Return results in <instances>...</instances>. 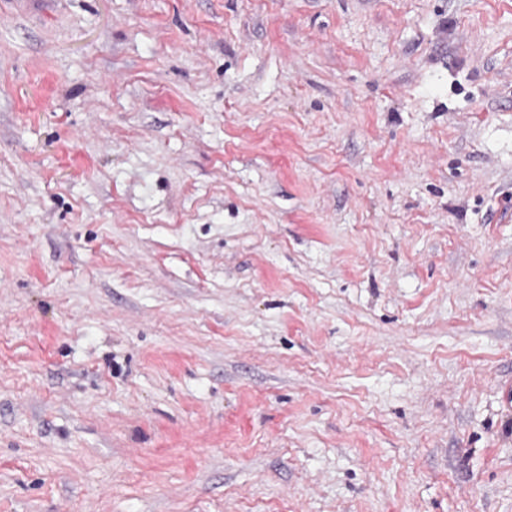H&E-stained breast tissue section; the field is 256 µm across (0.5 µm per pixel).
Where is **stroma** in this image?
Listing matches in <instances>:
<instances>
[{"mask_svg":"<svg viewBox=\"0 0 512 512\" xmlns=\"http://www.w3.org/2000/svg\"><path fill=\"white\" fill-rule=\"evenodd\" d=\"M512 0H0V512H512Z\"/></svg>","mask_w":512,"mask_h":512,"instance_id":"35a3bbf8","label":"stroma"}]
</instances>
